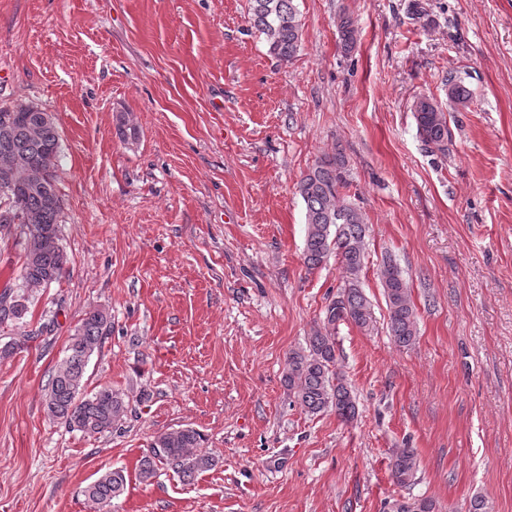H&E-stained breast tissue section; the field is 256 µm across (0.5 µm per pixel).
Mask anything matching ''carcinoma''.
Segmentation results:
<instances>
[{
  "label": "carcinoma",
  "instance_id": "cac0c4a2",
  "mask_svg": "<svg viewBox=\"0 0 512 512\" xmlns=\"http://www.w3.org/2000/svg\"><path fill=\"white\" fill-rule=\"evenodd\" d=\"M252 27L263 36L269 53L282 63L292 61L302 45V28L297 0H251ZM341 48L351 50L358 39V29L344 12L337 17ZM472 93L456 76L448 78V102L465 108ZM419 138L430 153L445 155L452 135L445 110L432 98L418 97L412 105ZM41 119V112L21 104L0 106V151L10 150L23 162L22 175L15 182L11 197L0 198V226L16 223L25 216L36 218L35 230L41 237L61 238L59 218L62 207L57 187V170L42 166L49 156H59L61 143L57 125L42 126L41 135H31L30 128ZM116 133L123 141L139 138L137 127L121 114ZM348 173L341 154L319 158L301 174L297 193L304 203L306 234L304 263L309 268L321 266L330 255L344 272V281L324 310V316L307 338L306 346L288 353L282 382L302 410L318 415L326 409L343 422L358 414L356 398L344 374L337 368L336 327L350 323L365 330L373 323L371 304L364 293L361 271L365 259L366 224L360 210L341 196L347 187ZM28 225H20L24 241L21 271L14 281L6 282L0 292V323L19 321L28 312L30 296L24 281L45 287L58 283L68 271L69 258L61 246L44 247L28 240ZM382 287L388 311V329L398 347L412 345L417 334L415 305L401 267L391 258L383 263ZM112 330V316L104 309L86 312L71 335L65 356L52 371L45 410L54 421L68 429L93 437L121 429L129 403L124 392L101 385L85 392L84 374L91 355L102 347ZM204 436L186 427L157 434L139 461L138 476L147 482L164 467L183 480H192L214 465V458L198 451ZM394 484L414 486L418 480L419 461L415 449L398 448L390 459ZM127 484L125 470L113 468L87 484L83 495L92 503L107 506L119 497ZM389 512H442L438 501L425 495L388 501Z\"/></svg>",
  "mask_w": 512,
  "mask_h": 512
}]
</instances>
